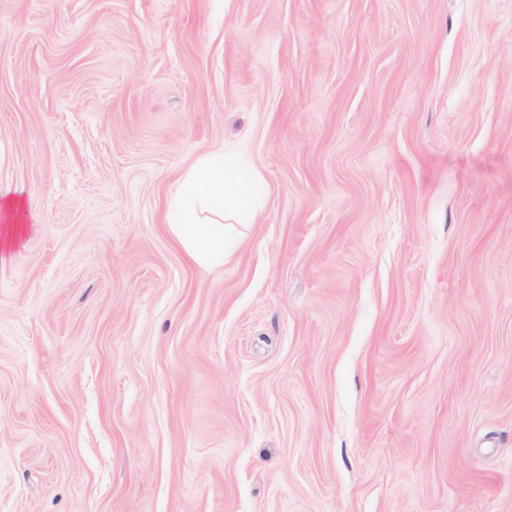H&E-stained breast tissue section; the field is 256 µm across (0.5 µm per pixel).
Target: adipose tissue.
Instances as JSON below:
<instances>
[{"instance_id":"ef3b65f1","label":"adipose tissue","mask_w":512,"mask_h":512,"mask_svg":"<svg viewBox=\"0 0 512 512\" xmlns=\"http://www.w3.org/2000/svg\"><path fill=\"white\" fill-rule=\"evenodd\" d=\"M265 197L262 178L235 152L206 156L182 175L167 224L193 262L219 264L234 243V225L255 223Z\"/></svg>"}]
</instances>
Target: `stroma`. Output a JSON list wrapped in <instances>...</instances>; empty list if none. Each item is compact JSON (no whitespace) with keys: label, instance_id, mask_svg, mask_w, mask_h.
Wrapping results in <instances>:
<instances>
[{"label":"stroma","instance_id":"stroma-1","mask_svg":"<svg viewBox=\"0 0 512 512\" xmlns=\"http://www.w3.org/2000/svg\"><path fill=\"white\" fill-rule=\"evenodd\" d=\"M16 188L0 512H512V0H0ZM265 197L262 178L247 172L235 152L205 156L182 175L167 224L193 262L219 264L234 244V224L255 223Z\"/></svg>","mask_w":512,"mask_h":512}]
</instances>
